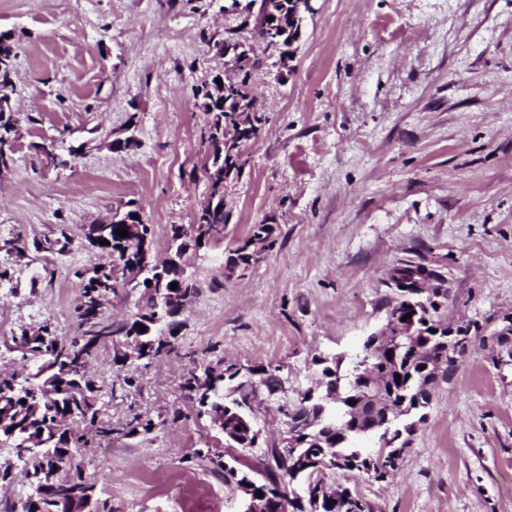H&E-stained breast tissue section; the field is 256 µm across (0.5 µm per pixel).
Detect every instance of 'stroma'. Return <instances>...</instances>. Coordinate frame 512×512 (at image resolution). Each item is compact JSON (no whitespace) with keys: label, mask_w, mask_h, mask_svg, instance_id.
I'll list each match as a JSON object with an SVG mask.
<instances>
[{"label":"stroma","mask_w":512,"mask_h":512,"mask_svg":"<svg viewBox=\"0 0 512 512\" xmlns=\"http://www.w3.org/2000/svg\"><path fill=\"white\" fill-rule=\"evenodd\" d=\"M290 72L258 38L257 8L232 0H0L14 45V161L0 171V370L23 371L21 330L78 331V271L103 262L81 229L137 202L158 256L171 225L194 224L208 198L198 103L230 66L214 43L250 47L263 117L224 184L223 239L188 253L198 295L174 338L181 354L133 362L140 388H116L114 348L90 364L101 418L134 415L151 433L84 451L112 512H206L197 485L240 512L204 448L214 430L183 384L217 360L274 373L251 394L254 477L283 445L284 413L320 360L361 354L397 299L394 267L421 265L447 290V319L480 333L440 382L395 477L325 471L375 512H512V366L490 339L512 314V0H313ZM134 127L137 146L107 144ZM60 155L80 148L74 164ZM274 245L247 271L229 251L252 225ZM181 420H174V412Z\"/></svg>","instance_id":"stroma-1"}]
</instances>
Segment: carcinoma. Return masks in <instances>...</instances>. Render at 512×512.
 I'll return each mask as SVG.
<instances>
[{"label":"carcinoma","mask_w":512,"mask_h":512,"mask_svg":"<svg viewBox=\"0 0 512 512\" xmlns=\"http://www.w3.org/2000/svg\"><path fill=\"white\" fill-rule=\"evenodd\" d=\"M13 47L9 39L0 37V89L11 86V56ZM237 75L224 79V95L209 87L199 103L201 111L209 115L204 136L211 148L201 166L202 174L214 202L197 214L196 234L185 232L184 227H170L169 248L179 254L199 246V239L211 242L224 234L227 213L224 211V167L232 156L225 153V129L235 125L237 110L256 108V97L248 79L249 63L235 61ZM15 127L11 114L0 111V165L8 166L12 160ZM140 208L115 210L108 224H92L85 232L90 245L117 255L119 263L101 264L83 273L81 300L77 307L80 334L58 341L48 327L43 333L60 346V352L90 362L99 348L115 343L133 334L141 337L149 348L147 361L169 357L177 353L171 338L175 337L180 318L168 312L162 300L148 292L143 270L157 263L154 255H145L141 239L120 237L116 229H130L125 219L139 212ZM271 224L252 226L249 240L262 243V249L273 246ZM110 245L105 246L102 241ZM258 255L238 248L227 256L228 270L245 271L257 261ZM431 272L419 265H405L394 270L392 281L397 290L398 311L401 314L416 312L414 336H390L387 346L374 349L364 346L362 355L355 358L345 378L338 374L340 362L326 366L318 387L324 393L311 401L304 400L288 417V428L296 433L300 447L290 455L288 462L275 461L280 473H266L262 482L253 480L241 469L243 462L233 458L234 464H218V475L224 483L235 485L244 495L250 491L264 492L279 489L281 475H288L289 482L300 486L315 484L320 489L321 480L311 461H321L325 469H340L363 473L384 481L393 476L398 465L391 460L393 442L400 436L411 437L426 417L429 402L424 394L433 389L438 379L448 377V369L455 360L448 357V335L438 331L440 319L448 308V295L438 288L426 289V295L409 296L408 288L423 279H430ZM177 284L180 297L197 294L196 280L172 270L163 282L155 287L171 290ZM130 288L140 289L136 312L130 319L115 324L104 319L102 309L109 297ZM147 330L140 331V326ZM397 353L390 358L387 353ZM21 359L38 362L36 371L22 380L15 374L0 372V447L13 450L15 458L23 464L31 492L17 499L0 500V512H68V505L80 512L84 502H91V512H107V501L99 499L96 482L85 476V461L81 449L88 446L87 429L94 430L101 438H111V425L99 418V386L95 379L65 375L63 366L45 355L39 343L23 344ZM251 375L239 374V369L229 365L213 374L207 368L201 375L193 374L186 380L185 389L198 408V416H207L224 437L226 448H248L253 444L254 428L248 404L249 388L253 387ZM401 376L396 381L395 375ZM384 381L387 397L404 402V411L395 418L385 419L383 411L373 414L362 402L364 391L371 378ZM378 436L379 448L369 452L358 446L362 438ZM330 497L321 492L319 512H374L373 505L348 487L336 493V504L328 505Z\"/></svg>","instance_id":"cac0c4a2"}]
</instances>
